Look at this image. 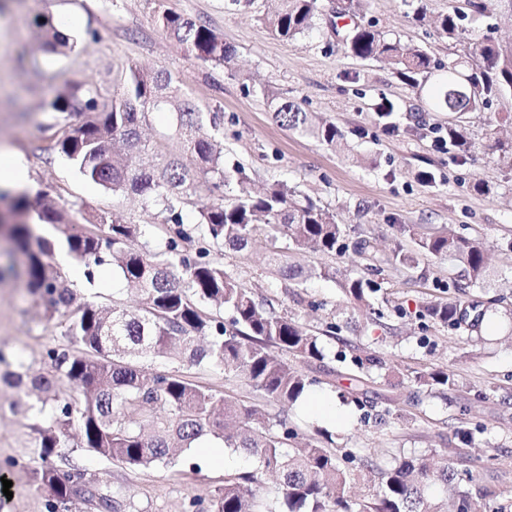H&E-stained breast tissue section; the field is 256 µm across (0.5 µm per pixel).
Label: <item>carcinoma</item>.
Masks as SVG:
<instances>
[{
	"label": "carcinoma",
	"mask_w": 512,
	"mask_h": 512,
	"mask_svg": "<svg viewBox=\"0 0 512 512\" xmlns=\"http://www.w3.org/2000/svg\"><path fill=\"white\" fill-rule=\"evenodd\" d=\"M335 19L348 17L344 49L360 59L386 62L402 83L427 91L438 110L457 113L440 136L442 145L469 157L472 143L462 120L495 101L512 98V42L491 35L470 40L462 21L472 13L512 21V0H463L435 20L440 38L452 45L448 62L424 50L389 39L365 20L369 0H343ZM322 15L320 0H280L279 9L262 16L277 37L298 41L308 36ZM44 47L61 52L74 38L61 33L50 18L35 17ZM162 31L195 58L231 68L236 50L223 36L192 18L164 11ZM273 117L282 128L334 148L344 134L335 123L318 120L293 99L267 92ZM46 111L62 115L63 133L56 143L82 177L107 191L136 195L160 208L163 222L155 225L157 243L146 238L141 224L101 216L87 229L58 204L43 199L33 207L24 193L0 191V235L21 257L17 276L48 321L62 317L68 344L46 350L47 372L31 377L25 363L3 374L23 396L11 406L27 421L30 441L19 457L5 461L16 467L36 463L31 491L42 499L41 512H73L82 504L92 512H122L118 493L93 474L66 462L64 448H84L129 468L178 463L194 471L200 463L189 451L202 439L243 451L254 467L224 474L208 506L190 504L191 512H470L478 500L488 512H512V490L483 485L464 458L448 450L421 455H396L380 448L364 458L334 447V434L317 427L307 436L286 417H272L261 403L243 404L227 393L200 386L177 371L145 372L138 364L147 356L179 359L190 366L207 365L244 377L269 399L294 405L317 383L273 353V349L321 362L319 337L299 319L268 311L252 289L208 259L210 249L242 251L258 239L286 242V250L270 251L269 261L286 280L297 285L313 276L336 278V270L305 268L290 262L288 251L332 253L346 248L345 230L336 216L317 200L284 181L255 192L246 168L226 165L216 139L224 135L219 113L205 118L179 80L166 71L148 73L129 68L122 93L108 102L92 89L73 84L45 103ZM155 112L172 116V131L183 154L167 157L159 146L142 138L141 129ZM489 148L512 169V138L498 136L490 125ZM152 152L160 162L146 168L141 155ZM196 207L187 224L185 207ZM398 230L415 240L418 251H398L403 264L419 257L449 259L462 266L466 286L485 287L492 275L489 255L480 239L451 225L424 228L400 224ZM63 251L86 266L106 262L117 268L130 290L141 296L139 307H103L64 284L53 264ZM340 287L366 317L377 322L384 312L374 306L379 291L372 280L344 275ZM229 314L224 319L223 313ZM425 315L454 329L470 330L487 312L466 323L458 301L424 305ZM359 370L358 386L342 394L343 404L361 410L364 373L374 357L341 353ZM68 384L72 392L61 390ZM422 392L455 387L454 375L443 369L416 374ZM278 477L279 500L270 506L253 487L264 477Z\"/></svg>",
	"instance_id": "obj_1"
}]
</instances>
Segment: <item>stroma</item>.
I'll return each instance as SVG.
<instances>
[{"label":"stroma","mask_w":512,"mask_h":512,"mask_svg":"<svg viewBox=\"0 0 512 512\" xmlns=\"http://www.w3.org/2000/svg\"><path fill=\"white\" fill-rule=\"evenodd\" d=\"M428 19L412 18L407 0H371L366 18L386 37L447 60L448 42L435 33L431 18L458 7L460 0H423ZM336 0H322L325 15L316 29L295 42L279 39L261 23L274 0H254L237 7L228 0H0V150L21 153L29 167L26 192L30 201L47 195L77 221L119 215L129 224H158L156 209L139 198L115 195L84 180L54 147L59 126L44 110L45 102L75 82L96 90L102 101L122 91L129 66L165 70L176 76L202 112L224 115V160L244 164L255 186L285 181L334 211L346 231L345 253H309L301 262L310 267L333 265L355 277H370L369 257L382 268L381 289L375 300L383 306L380 322L360 313L340 316L347 301L337 281L308 280L294 287L269 265L264 248L236 252L223 249L215 257L226 271L252 288L256 300L269 301L280 312L295 314L314 334L329 320L340 330L324 338L326 358L317 364L288 357V364L315 376L311 391L337 397L349 386L351 372L339 353L351 344L375 354L370 367L374 382L365 394V418L336 431V445L365 455L374 448L394 453L421 454L459 444L457 430L473 432L475 444L463 450L467 465L483 481L512 488V171L503 168L484 149V133L495 113L512 110L504 100L491 108L467 113L472 155L457 158L436 143L437 128L448 114L431 110L423 96L395 79L388 66L346 53L331 31L326 15ZM172 10L192 17L223 35L236 50L233 69L212 66L188 56L167 38L157 16ZM46 15L77 45L63 54L51 53L38 40L34 18ZM288 93L304 111L336 123L344 132L341 147L281 129L273 122L267 91ZM394 105L390 118L396 132H387L374 111L381 99ZM432 170L435 184L421 180ZM482 180L487 194L470 185ZM400 224L437 227L454 225L478 237L494 257L489 287L459 292L464 272L457 264L424 259L415 265L394 261L395 252L416 245L396 230ZM370 243L368 256L357 254L359 240ZM13 259L0 240V349L21 356L32 373L45 372L48 348L64 344L57 322L42 320L24 285L10 273ZM54 264L68 286L88 299L133 304L120 272L111 265L94 267L92 275H73L72 261L55 254ZM461 299L486 307L498 300L493 324H481V342L463 332L428 322L417 314L425 301ZM150 370L182 371L194 383L226 391L245 402L258 394L243 378L206 367H185L174 359L149 357ZM442 367L454 373L457 384L442 395L415 394L409 381L416 371ZM16 390L0 382V476L11 480L13 497L0 512H40L29 489V470L8 468L28 442L24 421L13 414ZM400 419H382L384 408ZM494 463H487V454ZM222 465L204 463L195 472L178 465L137 469L100 458L79 448L66 457L118 492L131 512H185L191 500H208L223 483L225 473L251 468L244 455L225 449Z\"/></svg>","instance_id":"obj_1"}]
</instances>
